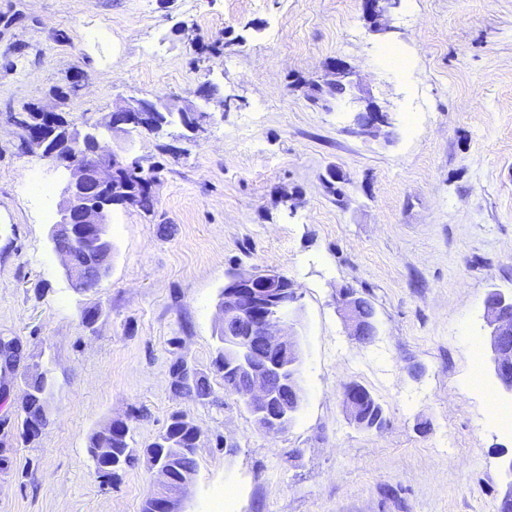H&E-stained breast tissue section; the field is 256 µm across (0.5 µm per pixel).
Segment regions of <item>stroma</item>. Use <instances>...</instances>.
Masks as SVG:
<instances>
[{
	"instance_id": "stroma-1",
	"label": "stroma",
	"mask_w": 512,
	"mask_h": 512,
	"mask_svg": "<svg viewBox=\"0 0 512 512\" xmlns=\"http://www.w3.org/2000/svg\"><path fill=\"white\" fill-rule=\"evenodd\" d=\"M391 46L407 73L384 62ZM336 58L390 112L389 138L357 134L350 97L307 98ZM205 83L228 105L200 138L171 125L124 141L156 171L154 207H113L111 271L77 292L44 217L69 173L14 114L81 126ZM257 268L302 293L305 400L274 436L215 364L226 276ZM344 287L375 308L370 343L337 312ZM492 289L512 294V0H399L385 31L361 0H0V336L22 347L0 374V512H140L155 469L141 457L103 483L88 437L119 420L142 448L176 411L202 432L183 512H212L225 488L233 512H498L512 427L485 393L512 392L469 343L488 341ZM178 359L208 402L171 392ZM37 369L48 424L26 444ZM351 382L383 405L381 429L347 418Z\"/></svg>"
}]
</instances>
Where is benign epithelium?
I'll list each match as a JSON object with an SVG mask.
<instances>
[{"label":"benign epithelium","instance_id":"1","mask_svg":"<svg viewBox=\"0 0 512 512\" xmlns=\"http://www.w3.org/2000/svg\"><path fill=\"white\" fill-rule=\"evenodd\" d=\"M364 13L388 27V0H363ZM354 73L341 60L326 65L323 82L313 85L321 93L324 85L340 83L352 89L357 85ZM204 104L188 99H176L163 106L146 100L124 104L112 111L109 119L86 131L58 122L48 125H28V142L42 148L43 155L69 170L64 190L65 200L60 220L52 225L50 239L60 237L77 241L90 235L101 241L109 236L112 205L123 198L128 205L136 204L130 194L132 179L129 158L116 152L109 142L125 138L134 131L158 132L164 124L157 113L172 114L177 124L197 138L206 131L214 112L210 104L223 109L226 101L213 97L207 87L196 92ZM360 108L355 115L357 133L363 137L389 135L392 121L372 100L358 98ZM72 286L81 291L89 287L80 271L71 268L65 251L57 250ZM301 299L299 289L285 274L266 269L250 273L236 272L224 284V297L219 304L218 320L224 341L218 354V365L224 371H235L245 379V386L232 388L256 424L264 432L277 435L288 430L303 402L301 385L302 353L294 320ZM339 308L351 334L363 342L377 335L373 322L360 310V298L351 288L339 292ZM512 296L497 289L488 292L485 319L490 328L489 345L493 369L500 383L512 391V378L503 376L505 366L512 365ZM20 356L17 340L0 336V369L14 366ZM372 394L363 386L349 383L343 387L341 402L349 420L366 428L362 410ZM160 479L156 485L155 512H182L181 498L193 483L197 471L174 474L173 469L152 460Z\"/></svg>","mask_w":512,"mask_h":512}]
</instances>
